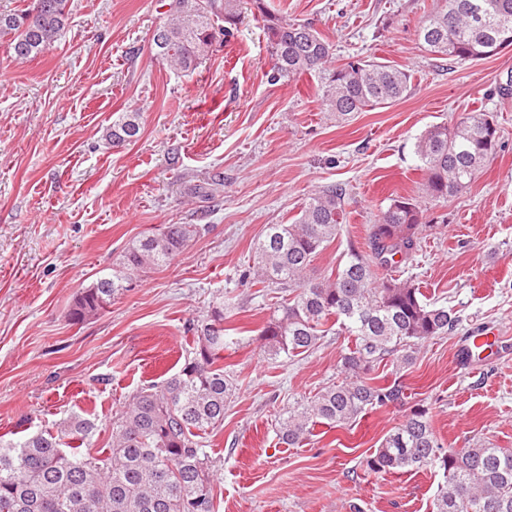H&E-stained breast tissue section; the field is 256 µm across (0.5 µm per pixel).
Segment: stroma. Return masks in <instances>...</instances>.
Returning <instances> with one entry per match:
<instances>
[{"label":"stroma","instance_id":"obj_1","mask_svg":"<svg viewBox=\"0 0 512 512\" xmlns=\"http://www.w3.org/2000/svg\"><path fill=\"white\" fill-rule=\"evenodd\" d=\"M432 3L265 0L312 23L335 64L360 55L411 72L408 97L345 124L327 112L317 76L270 81L254 9L190 74L151 53L167 16L161 0H70L60 40L23 63L0 42L1 437L87 413L96 418L93 449L108 447L113 416L138 389L179 370L220 305L231 329L224 365L237 389L204 439L216 512H431L441 470H365L418 407L444 447L512 448V96L497 94L512 84V48L465 63L426 52L416 30ZM476 109L493 114L502 148L467 190L423 201L425 229L403 268L456 313V329L424 343L404 370L375 369L380 383L402 385L401 403L316 427L300 447L280 444L278 418L340 380L354 339L331 332L311 353L266 359L258 330L288 293L243 279L254 242L266 225L291 223L308 194L342 184L348 222L315 261L326 274L348 243L365 248L366 225L394 195L417 194L416 137ZM122 112L140 113L141 129L115 148L103 134ZM217 171L219 195L192 197ZM167 224L206 231L105 311L71 321L80 289ZM487 331L498 335L496 352L461 366L466 340Z\"/></svg>","mask_w":512,"mask_h":512}]
</instances>
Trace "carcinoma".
I'll return each mask as SVG.
<instances>
[{"label":"carcinoma","instance_id":"obj_1","mask_svg":"<svg viewBox=\"0 0 512 512\" xmlns=\"http://www.w3.org/2000/svg\"><path fill=\"white\" fill-rule=\"evenodd\" d=\"M249 2L264 21L270 81L318 75L321 99L338 120L407 97L408 70L356 57L333 67V46L312 24L270 12L264 0H172L170 19L152 37L154 56L181 72L195 71L214 44L233 34ZM68 6L69 0H27L22 9L0 13V37L7 38L10 56L24 61L49 49L62 35ZM416 36L427 51L452 61L490 58L512 47V0H435ZM139 133L140 113L122 112L104 137L118 148ZM499 150L497 125L483 110L430 126L414 142L425 197L439 201L465 191ZM223 185L224 176L216 172L192 193L212 199ZM345 195L340 185L324 187L309 195L292 223L267 225L254 243V280L293 294L259 329L265 357L306 354L335 326L355 341L343 357L344 379L280 419L279 442L290 447L308 440L317 425L337 428L402 400L401 386L376 383L370 373L385 360L405 369L423 343L458 323L448 308L424 301L412 278L397 275L413 261L422 233L423 210L414 196L391 199L366 226L369 251L350 248L329 275L317 274V256L347 222ZM202 231L201 224H166L133 243L112 276L82 289L71 320L97 315L140 272L169 264ZM224 331V307H216L179 371L141 388L112 417L108 448L91 452L95 423L79 414L54 431L1 440L0 512H215L212 459L203 435L224 421L235 390L224 368ZM365 465L375 475L442 470L431 512H512V448L483 443L447 450L423 408L391 430Z\"/></svg>","mask_w":512,"mask_h":512}]
</instances>
